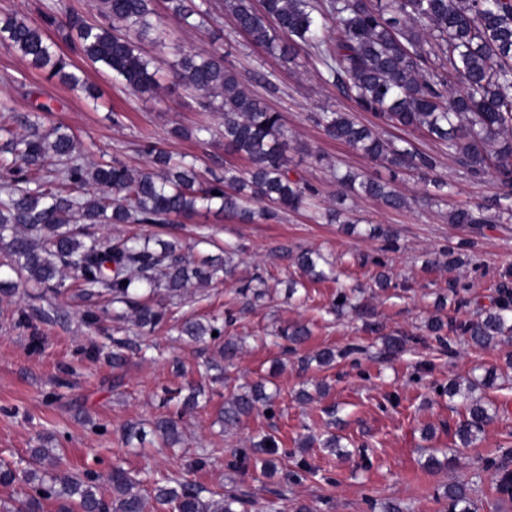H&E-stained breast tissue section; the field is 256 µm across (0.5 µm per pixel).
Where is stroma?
<instances>
[{"label": "stroma", "mask_w": 512, "mask_h": 512, "mask_svg": "<svg viewBox=\"0 0 512 512\" xmlns=\"http://www.w3.org/2000/svg\"><path fill=\"white\" fill-rule=\"evenodd\" d=\"M212 3V17L200 28L163 16L167 42L198 53H224L242 83L284 113L290 165L320 188L317 205L254 224L211 212L163 230L141 224L98 228V235L108 238L175 237L183 253L194 259L223 254L228 242L239 245L234 279L189 286L181 301L170 306L167 321L152 330L138 328L132 316H119L103 301L93 307L94 321H86L90 307L73 289L58 295L0 291V459L23 462L31 449L56 448L61 469L104 473L120 465L145 494L164 476L185 477L207 491L249 492L255 503L247 512H257V503L279 498L309 504L315 512H374V504L391 500L407 512H440L439 494L456 481L469 484L476 512H512V501L499 500L494 491L496 464L503 458L504 443L512 442V341L475 349L452 335L444 357L429 355L418 343L435 312L437 295H446L448 317H475L488 306L500 271L512 266V224L479 232L448 221L451 207H472L494 195V178H469L443 154L439 171L448 178V195L438 205L427 208L414 202L394 210L371 198L346 200L356 216L389 225L393 242L324 223L318 212L335 207L338 192L332 167L393 180L395 188L413 200L424 185L409 172L392 177L379 162L328 138L314 114L351 111L352 101L321 80L312 58L302 54L286 62L267 53L235 28L224 0ZM149 53L161 67L153 95L130 98L106 74L87 66L85 78L101 92L100 99L92 101L0 47V96L12 100L11 111L0 112V126L25 135L27 117L36 114V106L47 104L50 112L40 115L43 128L68 126L92 162L116 158L132 169H143L147 160L136 145L151 140L196 158L202 170L226 163L246 169L242 158L225 154L222 146L192 135L173 136L177 127L190 132L202 125L219 128L221 119L218 113L200 112L191 95L170 83L166 72L174 57L168 50L153 47ZM462 241L469 244L468 261L449 267L446 251ZM299 249L341 260L338 280L308 284L303 300L286 294L288 278L295 272L288 253ZM382 269L395 289L375 287L374 276ZM257 274L270 298L253 307L239 287ZM453 283L464 286L462 297L450 294ZM341 284L362 288L364 304L385 332L409 338L405 354H382L381 338L366 330L363 319L329 314ZM228 314L233 320L225 325V336L245 340L234 364H225L219 343H194L178 333L184 320ZM294 323L307 325L311 335L304 346L287 353L274 344L271 333ZM326 347L340 353L331 368H302L301 357ZM486 368L500 376L499 388L486 393L497 415L475 447L456 449L459 412L449 408L447 398L438 396L433 386ZM262 378L279 392L280 417L272 422L259 410L237 426L224 427L218 415L225 398L238 385ZM319 382L330 387L325 396L298 401L299 390H314ZM191 385L202 386L205 394L197 412L179 425L181 445L167 448L154 436L140 448L124 445V425L167 414L164 391ZM268 431L289 451L273 477L228 468L233 449L251 447ZM329 431L348 442L349 456L316 446L305 454L309 471L299 469L292 456L299 440ZM435 448L457 455V463L426 468L424 461ZM201 456L208 463L199 468L195 461Z\"/></svg>", "instance_id": "obj_1"}]
</instances>
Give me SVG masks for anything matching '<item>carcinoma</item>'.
I'll return each instance as SVG.
<instances>
[{
  "label": "carcinoma",
  "instance_id": "1",
  "mask_svg": "<svg viewBox=\"0 0 512 512\" xmlns=\"http://www.w3.org/2000/svg\"><path fill=\"white\" fill-rule=\"evenodd\" d=\"M167 10L187 20L207 14L196 0H166ZM236 27L251 42L285 56L301 52L315 58L320 78L377 123L368 127L352 112H319L314 119L326 135L344 142L386 165L393 173L412 171L440 191L447 182L437 175L438 158L388 138L385 126L408 129L440 146L456 160L463 173L496 177L499 192L473 207H452L448 223L481 229L512 223V0H225ZM42 22L17 14L0 18V46L21 54L37 69L97 100L100 92L72 71L75 54L99 70H108L133 94H152L157 86V60L146 55L148 45L166 46L153 0H98L97 15L59 14L56 4L41 9ZM65 45L67 50L60 49ZM171 69L172 81L194 94L199 107L217 112L224 124V150L248 163L240 171L226 165L224 174L203 179L195 166L175 158L154 142L143 145L149 167L133 170L119 162L90 164L75 136L63 126L47 134L39 121L30 122L23 138L8 133L0 169L9 181L0 184V249L8 267L24 283L53 294L64 288V271L74 274L79 296L88 302L108 299L123 304L141 327H154L165 312L141 301L144 293L164 291L179 298L191 280L209 283L232 275L235 248L224 256L187 261L177 245L161 243L156 250L137 236L103 240L92 228L98 224L174 225L200 210L217 212L241 224L271 220L296 211L318 194V189L289 166L288 125L283 113L249 92L237 72L215 52L199 56L179 47ZM340 194L364 195L392 209L408 205L391 183L352 171L336 176ZM325 257L302 250L295 266L302 279L289 280V293L305 281L329 279ZM512 267L501 274L497 295L475 319L448 322L440 314L426 322L428 335L443 339L451 330L472 346L485 349L512 337ZM334 309L367 314L354 292L340 290ZM382 336L393 354L407 349V339L383 333L381 323H366ZM181 334L194 340L224 335L219 319L187 320ZM310 336L304 325L275 334L300 346ZM336 351L326 348L305 356L301 364L327 367ZM497 387L492 370L439 385L448 401L461 399L462 419L454 436L458 446L475 445L497 407L474 393ZM198 407L196 392L184 397L174 416L155 422L152 432L171 443L179 441L178 419ZM274 398L261 382L240 387L225 402L224 424L233 425L259 409L275 417ZM147 431L140 423L124 427L126 444L143 442ZM236 464L253 465L265 474L276 469L273 459H260L252 448L233 450ZM61 456L36 448L26 466L17 470L0 461V484L23 478L30 493L7 512H44L45 502L57 512H242L245 494L226 491L204 495V490L169 479L153 494L137 490L138 481L117 465L105 475L59 470ZM110 491L105 499L103 490ZM496 493L512 500V470L501 468ZM442 512H475L470 488L448 486L440 495Z\"/></svg>",
  "mask_w": 512,
  "mask_h": 512
}]
</instances>
